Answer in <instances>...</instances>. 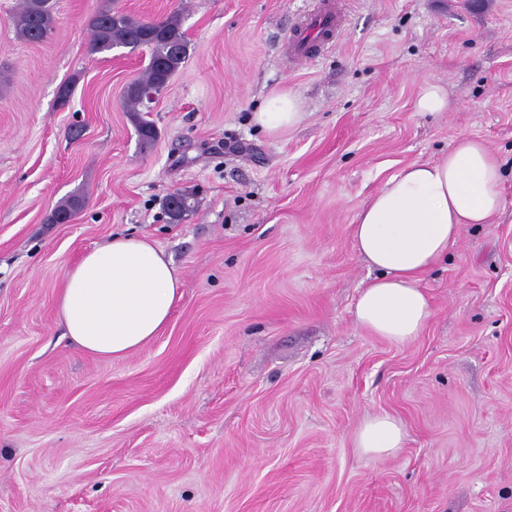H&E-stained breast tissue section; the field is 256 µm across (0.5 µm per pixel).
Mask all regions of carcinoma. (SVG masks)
Segmentation results:
<instances>
[{
  "label": "carcinoma",
  "mask_w": 512,
  "mask_h": 512,
  "mask_svg": "<svg viewBox=\"0 0 512 512\" xmlns=\"http://www.w3.org/2000/svg\"><path fill=\"white\" fill-rule=\"evenodd\" d=\"M56 23L54 0H23L15 23L16 37L40 43L52 33ZM89 27L90 52L94 54L114 48L148 51V64L125 90L126 108L130 112L139 111L144 94L162 92L188 57L189 43L177 14L144 20L107 4L91 17Z\"/></svg>",
  "instance_id": "cac0c4a2"
}]
</instances>
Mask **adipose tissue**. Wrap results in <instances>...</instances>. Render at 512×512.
Wrapping results in <instances>:
<instances>
[{"label": "adipose tissue", "instance_id": "ef3b65f1", "mask_svg": "<svg viewBox=\"0 0 512 512\" xmlns=\"http://www.w3.org/2000/svg\"><path fill=\"white\" fill-rule=\"evenodd\" d=\"M303 108L296 92L281 89L267 97L253 122L280 137L299 128ZM503 202L501 164L476 137H459L445 158L411 163L391 175L354 219L353 245L376 272L357 298V323L392 343L417 338L432 314L423 276L447 257L462 225L489 223ZM180 286L161 248L117 234L67 268L57 315L70 343L96 357L121 358L158 336ZM404 442L401 421L387 414L366 418L354 435L356 448L375 458L396 454Z\"/></svg>", "mask_w": 512, "mask_h": 512}]
</instances>
